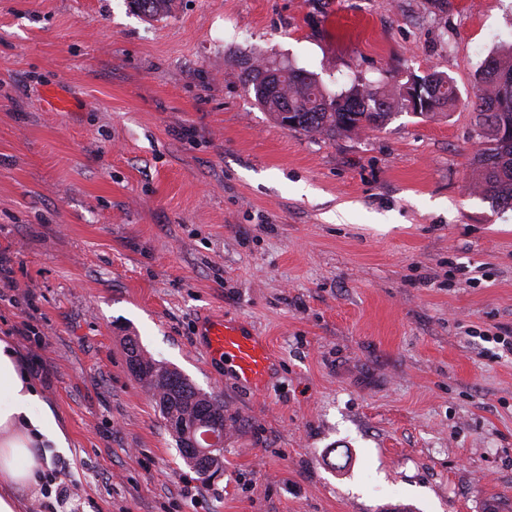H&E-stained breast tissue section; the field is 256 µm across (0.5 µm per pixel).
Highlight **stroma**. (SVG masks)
I'll return each mask as SVG.
<instances>
[{"mask_svg":"<svg viewBox=\"0 0 512 512\" xmlns=\"http://www.w3.org/2000/svg\"><path fill=\"white\" fill-rule=\"evenodd\" d=\"M511 44L512 0H0V338L71 440L70 496L26 512H512V210L470 189L469 106ZM259 61L332 95L435 70L461 104L313 137ZM209 310L266 337L268 385L208 364ZM131 339L223 402L218 475Z\"/></svg>","mask_w":512,"mask_h":512,"instance_id":"stroma-1","label":"stroma"}]
</instances>
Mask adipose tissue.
I'll list each match as a JSON object with an SVG mask.
<instances>
[{
  "mask_svg": "<svg viewBox=\"0 0 512 512\" xmlns=\"http://www.w3.org/2000/svg\"><path fill=\"white\" fill-rule=\"evenodd\" d=\"M65 430L13 344L0 339V512H21L46 473L43 449L67 450Z\"/></svg>",
  "mask_w": 512,
  "mask_h": 512,
  "instance_id": "ef3b65f1",
  "label": "adipose tissue"
}]
</instances>
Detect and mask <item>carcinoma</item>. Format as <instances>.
Wrapping results in <instances>:
<instances>
[{
	"instance_id": "1",
	"label": "carcinoma",
	"mask_w": 512,
	"mask_h": 512,
	"mask_svg": "<svg viewBox=\"0 0 512 512\" xmlns=\"http://www.w3.org/2000/svg\"><path fill=\"white\" fill-rule=\"evenodd\" d=\"M138 13L153 18L170 12L173 0H129ZM275 85L259 81L261 68L245 71L246 82L255 97L275 118L288 104L292 130L334 138L338 135L379 129L397 110L406 108L401 88H369L354 85L333 96L327 94L310 73L291 65L276 68ZM426 112L430 118L452 112L458 96L452 81L436 72L422 77ZM477 101L474 104L480 136L485 147L474 157L472 189L502 209H512V46L487 60L478 74ZM146 371L136 375L156 397L163 418L175 424L190 425L204 418L226 423L224 405L201 394L184 375L156 362L141 358Z\"/></svg>"
}]
</instances>
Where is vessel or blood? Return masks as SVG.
<instances>
[{"label": "vessel or blood", "mask_w": 512, "mask_h": 512, "mask_svg": "<svg viewBox=\"0 0 512 512\" xmlns=\"http://www.w3.org/2000/svg\"><path fill=\"white\" fill-rule=\"evenodd\" d=\"M209 362L223 365L241 385L255 388L270 378L275 358L265 339L242 323L212 315L198 327Z\"/></svg>", "instance_id": "vessel-or-blood-1"}]
</instances>
